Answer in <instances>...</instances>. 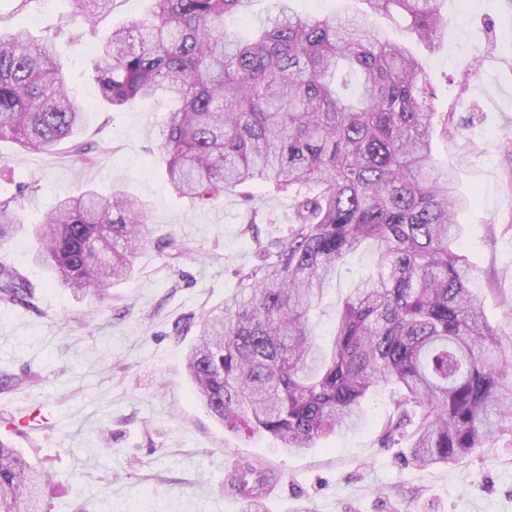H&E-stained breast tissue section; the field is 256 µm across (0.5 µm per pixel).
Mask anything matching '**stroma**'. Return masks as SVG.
<instances>
[{
	"mask_svg": "<svg viewBox=\"0 0 512 512\" xmlns=\"http://www.w3.org/2000/svg\"><path fill=\"white\" fill-rule=\"evenodd\" d=\"M439 7L442 37L417 53L437 111L454 113L463 130L437 141L434 156L457 169V192L475 200L458 216L459 249L487 321L503 329L512 304V151L503 146L512 137V0H441ZM68 12L66 0H32L22 22L33 37L54 38L70 88L87 106L85 137L101 152L87 161L63 148L31 154L0 143V196H15L20 182L39 187L18 198L21 223L0 241V263L37 287L33 308L0 305V377L35 371L41 381L0 392V405L20 422L13 447L53 478L46 512H243L241 500L225 495L224 477L244 458L278 476L261 512H512V434L457 462L418 466L407 445L379 444L390 412L384 389L367 400L363 425L299 454L267 437H238L208 414L184 373L192 338L174 326L223 305L237 271L256 262L258 242L291 228L290 202L270 192L249 206L233 193L199 208L176 197L149 137L172 102L147 99L120 112L103 106L93 41L54 35ZM85 187L105 197L120 187L148 203L152 243L102 305L55 287L30 260L44 213ZM168 241L184 256L172 259ZM376 263L369 245L343 260L313 312L316 337L328 334L339 302Z\"/></svg>",
	"mask_w": 512,
	"mask_h": 512,
	"instance_id": "35a3bbf8",
	"label": "stroma"
}]
</instances>
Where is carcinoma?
Returning <instances> with one entry per match:
<instances>
[{"instance_id":"obj_1","label":"carcinoma","mask_w":512,"mask_h":512,"mask_svg":"<svg viewBox=\"0 0 512 512\" xmlns=\"http://www.w3.org/2000/svg\"><path fill=\"white\" fill-rule=\"evenodd\" d=\"M150 17L112 31L92 61L114 110L163 95L176 110L159 129L166 179L205 207L240 186L286 193L288 234L239 273L236 294L200 320L186 355L195 397L230 432L267 435L299 453L365 421L364 404L394 390L380 444L409 445L418 465L449 464L512 433V339L489 325L458 251L452 171L438 167L433 138L459 134L437 112L413 45H430L446 21L439 0H359L327 17L275 0L244 40L229 14L255 0H150ZM112 0H71V16L96 34ZM400 19L392 38L375 18ZM86 105L72 94L50 40L16 23L0 29V141L84 157L102 146L83 135ZM0 199V241L18 222ZM147 203L121 188H89L57 201L37 226L32 262L75 296L108 300L147 245ZM371 242L375 274L351 289L326 344L311 313L351 252ZM36 287L0 264V304L32 307ZM50 475L0 434V512H40ZM277 478L243 459L224 482L247 512H261Z\"/></svg>"}]
</instances>
